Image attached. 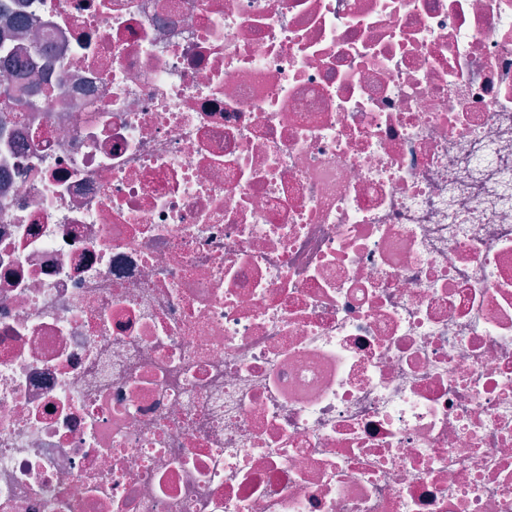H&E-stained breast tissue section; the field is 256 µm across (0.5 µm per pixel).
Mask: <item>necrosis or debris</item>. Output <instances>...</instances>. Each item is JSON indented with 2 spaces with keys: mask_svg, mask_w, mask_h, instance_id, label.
I'll return each mask as SVG.
<instances>
[{
  "mask_svg": "<svg viewBox=\"0 0 512 512\" xmlns=\"http://www.w3.org/2000/svg\"><path fill=\"white\" fill-rule=\"evenodd\" d=\"M0 512H512V0H0Z\"/></svg>",
  "mask_w": 512,
  "mask_h": 512,
  "instance_id": "4bbe7bcc",
  "label": "necrosis or debris"
}]
</instances>
